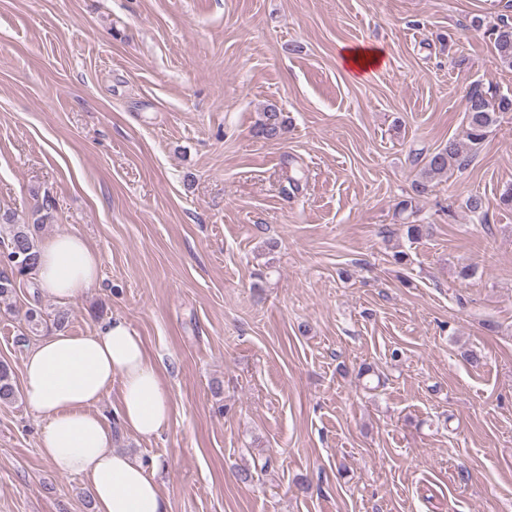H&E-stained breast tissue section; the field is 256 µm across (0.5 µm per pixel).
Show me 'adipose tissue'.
Returning <instances> with one entry per match:
<instances>
[{"label": "adipose tissue", "mask_w": 512, "mask_h": 512, "mask_svg": "<svg viewBox=\"0 0 512 512\" xmlns=\"http://www.w3.org/2000/svg\"><path fill=\"white\" fill-rule=\"evenodd\" d=\"M98 254L77 233L45 242L35 269L39 288L73 301L97 281ZM119 384L115 414L128 431L151 438L168 427L172 399L142 338L123 318L94 334L54 331L26 354L22 387L42 419L39 451L54 470L86 478L95 512H169L151 463L112 446V428L94 406Z\"/></svg>", "instance_id": "adipose-tissue-1"}]
</instances>
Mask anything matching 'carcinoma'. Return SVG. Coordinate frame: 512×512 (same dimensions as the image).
<instances>
[{"label":"carcinoma","instance_id":"obj_1","mask_svg":"<svg viewBox=\"0 0 512 512\" xmlns=\"http://www.w3.org/2000/svg\"><path fill=\"white\" fill-rule=\"evenodd\" d=\"M490 39L497 57L504 65L512 67V20L500 18L499 23L489 29ZM512 112V94H504L493 84L475 85L465 97L464 137L450 138L436 151L426 155H416L413 163L420 166L417 178L411 183V193L399 202L405 212L413 207V202L427 195L432 181L455 168L468 165L486 140L490 129L498 122L499 115ZM288 116L274 105L260 113L256 125V135L266 140L278 141L288 134ZM51 204L43 199L34 211L33 221L19 223L15 213L0 211V299L7 300L17 286L31 278L38 264L40 252L39 233L42 225L52 221ZM28 329L36 334L48 326L62 329L68 323V313L59 310L51 319L44 318L41 310L31 308L26 313ZM18 390L14 375L8 364L0 363V404L16 401Z\"/></svg>","mask_w":512,"mask_h":512}]
</instances>
